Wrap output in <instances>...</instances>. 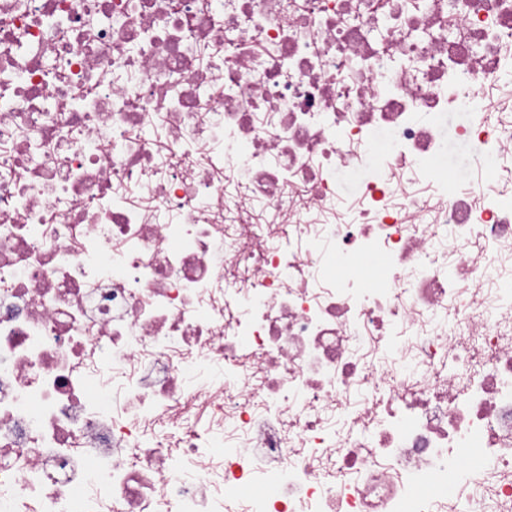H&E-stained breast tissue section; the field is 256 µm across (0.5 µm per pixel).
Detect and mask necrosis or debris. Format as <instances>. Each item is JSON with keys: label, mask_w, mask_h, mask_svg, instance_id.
<instances>
[{"label": "necrosis or debris", "mask_w": 512, "mask_h": 512, "mask_svg": "<svg viewBox=\"0 0 512 512\" xmlns=\"http://www.w3.org/2000/svg\"><path fill=\"white\" fill-rule=\"evenodd\" d=\"M492 160L512 0H0V512H512ZM459 120L458 115L450 114L445 127L448 142L445 170L452 178L464 175L471 158L476 153L474 145L460 143L454 138V128Z\"/></svg>", "instance_id": "necrosis-or-debris-1"}]
</instances>
